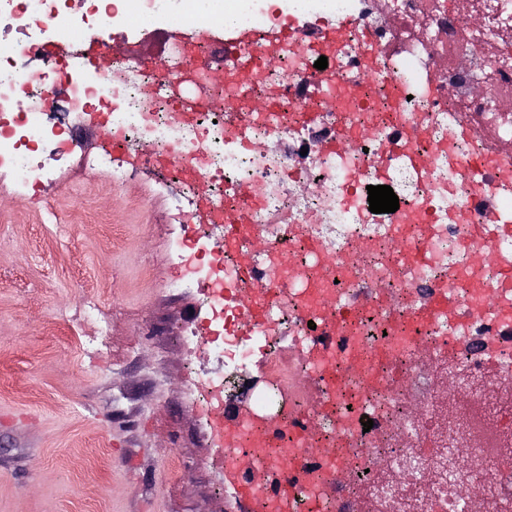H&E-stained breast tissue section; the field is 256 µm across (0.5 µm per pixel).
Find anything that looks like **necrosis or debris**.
I'll return each mask as SVG.
<instances>
[{"instance_id": "1", "label": "necrosis or debris", "mask_w": 512, "mask_h": 512, "mask_svg": "<svg viewBox=\"0 0 512 512\" xmlns=\"http://www.w3.org/2000/svg\"><path fill=\"white\" fill-rule=\"evenodd\" d=\"M288 18L313 27L325 17L351 27L326 69L299 39L247 88L258 101L280 94L272 121L250 116L248 142L227 134L223 113L184 120L162 94L156 72L113 58L112 93L100 73L74 64L52 100L28 94L51 72L43 46L92 37L111 40L132 20L175 28L224 21V0H0V176L13 191L47 178L38 164L61 153L63 129L88 123L124 133L142 147L137 165L118 174L133 188L161 155L204 176L214 203L243 209L263 249L254 256L258 287L283 288L288 300L252 329L239 323L241 277L224 258L214 224L174 231L171 264L184 267L179 288L198 297L195 325L182 344L212 355L216 370L190 372L186 389L217 459L254 456L227 446L224 394L253 371L264 386L252 396L273 436L264 457L275 466L263 494L282 481L321 492L320 512H504L512 503V451L480 425L491 399L512 397V0H280ZM42 67L31 71L30 60ZM398 81L401 99L391 97ZM308 163L295 165L296 149ZM490 154L479 178L496 192L499 220L481 221L463 175L475 149ZM426 155L415 167L411 153ZM382 162L403 195L399 213L378 221L361 193ZM253 188L255 201L241 198ZM493 259H479L482 243ZM387 301H362L365 280ZM447 296V310L391 331L389 315ZM351 305L328 328L322 303ZM335 347L338 389L308 445L295 441L289 410L310 413L297 384L300 351ZM372 429H365V422ZM321 448L336 456H318ZM479 461L493 487L470 479Z\"/></svg>"}]
</instances>
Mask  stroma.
<instances>
[{"mask_svg": "<svg viewBox=\"0 0 512 512\" xmlns=\"http://www.w3.org/2000/svg\"><path fill=\"white\" fill-rule=\"evenodd\" d=\"M107 147L98 127L72 129L42 160L55 181L0 193V512H232L183 390L190 365L216 364L175 336L195 297L166 290L182 275L163 206L178 185L144 170L150 203L127 208L80 168ZM88 296L116 313L111 351L84 344L73 313Z\"/></svg>", "mask_w": 512, "mask_h": 512, "instance_id": "1", "label": "stroma"}]
</instances>
